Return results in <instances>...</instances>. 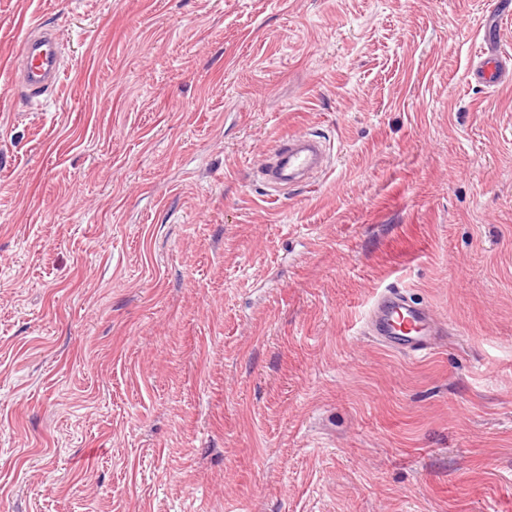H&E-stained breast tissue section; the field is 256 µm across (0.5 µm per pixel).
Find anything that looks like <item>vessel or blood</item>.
I'll use <instances>...</instances> for the list:
<instances>
[{"label":"vessel or blood","instance_id":"obj_1","mask_svg":"<svg viewBox=\"0 0 512 512\" xmlns=\"http://www.w3.org/2000/svg\"><path fill=\"white\" fill-rule=\"evenodd\" d=\"M62 42L57 31L33 24L16 54L18 84L39 96L55 87L63 73ZM502 51L492 34L483 37L480 63L473 81L496 86L503 82ZM328 155L326 145L312 135L296 134L278 141L259 164L256 174L267 186L288 189L310 182ZM366 328L370 336L404 355L423 358L433 349L444 325L430 308L403 290H385L369 310Z\"/></svg>","mask_w":512,"mask_h":512}]
</instances>
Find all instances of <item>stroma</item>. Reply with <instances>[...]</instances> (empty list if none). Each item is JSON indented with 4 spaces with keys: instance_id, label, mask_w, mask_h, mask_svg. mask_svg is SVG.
Segmentation results:
<instances>
[{
    "instance_id": "35a3bbf8",
    "label": "stroma",
    "mask_w": 512,
    "mask_h": 512,
    "mask_svg": "<svg viewBox=\"0 0 512 512\" xmlns=\"http://www.w3.org/2000/svg\"><path fill=\"white\" fill-rule=\"evenodd\" d=\"M493 26L512 52L502 0H0V512H512ZM304 132L326 170L261 183ZM391 286L431 355L368 336ZM61 47L57 31L33 24L16 54L17 83L36 96L55 88L63 73ZM491 32L483 37V49L481 51L479 66L472 71L471 80L478 84L496 86L503 83L502 51L498 38Z\"/></svg>"
}]
</instances>
